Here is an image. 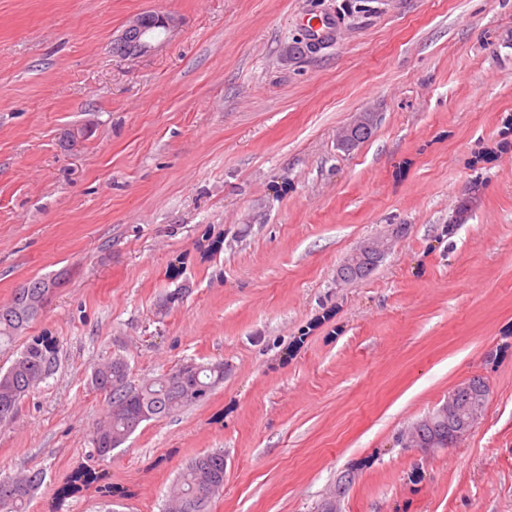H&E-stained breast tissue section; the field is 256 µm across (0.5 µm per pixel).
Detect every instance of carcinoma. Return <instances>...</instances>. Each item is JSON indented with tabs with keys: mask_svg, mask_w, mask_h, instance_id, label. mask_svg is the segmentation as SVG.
Returning a JSON list of instances; mask_svg holds the SVG:
<instances>
[{
	"mask_svg": "<svg viewBox=\"0 0 512 512\" xmlns=\"http://www.w3.org/2000/svg\"><path fill=\"white\" fill-rule=\"evenodd\" d=\"M375 265L365 262L358 267H343L344 281L368 276ZM61 273L51 279L34 278L18 288L12 300L0 306V341L12 342L26 333L48 304L47 283L60 287ZM57 349L51 338L32 336L14 362L0 371V423L13 420L21 400L56 367ZM224 382V362L181 364V368L142 382H130L127 360L117 355L93 366L88 385L102 394L109 409L92 437L93 450L100 459L112 457V451L145 422L168 417L205 400ZM485 387L480 377L458 386L459 400L465 402ZM418 435L448 437V421L418 423ZM45 480L41 470L0 479V512H28V506ZM224 489V451L215 450L190 459L169 487L164 512H209L212 499Z\"/></svg>",
	"mask_w": 512,
	"mask_h": 512,
	"instance_id": "1",
	"label": "carcinoma"
}]
</instances>
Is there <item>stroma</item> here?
Masks as SVG:
<instances>
[{
    "mask_svg": "<svg viewBox=\"0 0 512 512\" xmlns=\"http://www.w3.org/2000/svg\"><path fill=\"white\" fill-rule=\"evenodd\" d=\"M155 11L153 49L113 53ZM329 14L344 38L296 52ZM61 271L28 330L57 367L0 425V476L46 472L28 512H162L218 448L210 512H512V0H0V305ZM119 354L136 385L190 359L224 381L101 461L87 377ZM473 377L472 430L407 447ZM172 18L160 12H147L133 17L121 35L112 42V49L122 56L148 53L163 31H168ZM372 119L373 116L370 113H360L352 124L345 126L341 130V133L337 139L339 145H341L343 148L349 149L359 144V141L357 140V132L361 128L367 127ZM397 231L393 229L391 233L386 236H379L373 239L365 241L361 244L354 252L353 256L357 258L358 256L364 258H370L376 264H380L384 259L385 255L388 252V244L389 239L397 236Z\"/></svg>",
    "mask_w": 512,
    "mask_h": 512,
    "instance_id": "obj_1",
    "label": "stroma"
}]
</instances>
